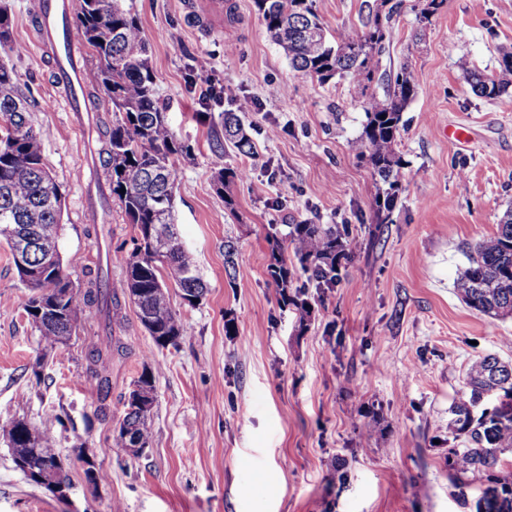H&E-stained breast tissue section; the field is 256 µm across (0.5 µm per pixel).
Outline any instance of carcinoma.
Wrapping results in <instances>:
<instances>
[{
    "mask_svg": "<svg viewBox=\"0 0 512 512\" xmlns=\"http://www.w3.org/2000/svg\"><path fill=\"white\" fill-rule=\"evenodd\" d=\"M127 0H81L76 28L94 60L87 82L104 95L112 126L103 134L101 153L111 173L112 194L133 224L132 248L120 254L124 277L123 296L134 305L140 324L158 347L177 345L184 337L179 313L171 306L168 283L191 303L208 292L195 257L184 247L176 228L174 203L177 191L175 160L188 154V146L171 130L166 112L156 97L155 74L142 27ZM270 39L286 54L293 70L326 83L336 77L367 85H387L385 97L370 95L364 102L366 123L359 156L366 159L382 180L374 199L377 214L390 218L402 193L399 179L401 157L395 151L402 113L415 95L413 74L402 69L395 74L379 72V56L385 49L389 27L401 3L387 12L369 9L363 28L327 32L316 0H253ZM309 29L322 32L313 40ZM472 89L495 99L512 83V52L502 54L495 72H482L462 64ZM35 103L18 88L16 71L0 57V239L11 254L32 243L31 266L42 256L59 250L61 210L57 209L61 186L43 157L44 135L29 120ZM224 142L217 152L230 149L246 154L252 148L241 118L224 113ZM245 177V171L224 167L218 171L224 204L233 209L234 198L226 192L230 183ZM349 232L329 224H294L289 242L277 230L268 234V275L283 302H292L309 314V305L294 287L293 256L308 281L317 288H333L340 279L343 262L351 256ZM29 290L24 310L43 349L66 344L77 334L82 315L94 307L112 320V300L101 288L99 269L85 268V289L63 294L69 273L43 272L28 279L17 271ZM455 290L470 308L493 318L512 315V209L501 218L497 232L470 247L468 265L459 271ZM469 396L450 407L448 430L458 444L448 449V478L466 495L479 483L475 512H512V474H501L504 455L512 454V363L488 354L473 362L466 372ZM154 393L153 374L143 369L125 402L119 424L137 434L142 448L151 441L148 419L151 410L134 408L136 394ZM15 467L41 469L49 465L54 480L69 484L66 464L55 450L53 431H38L22 420L6 430Z\"/></svg>",
    "mask_w": 512,
    "mask_h": 512,
    "instance_id": "obj_1",
    "label": "carcinoma"
}]
</instances>
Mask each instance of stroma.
Wrapping results in <instances>:
<instances>
[{
  "label": "stroma",
  "mask_w": 512,
  "mask_h": 512,
  "mask_svg": "<svg viewBox=\"0 0 512 512\" xmlns=\"http://www.w3.org/2000/svg\"><path fill=\"white\" fill-rule=\"evenodd\" d=\"M232 17L213 26L192 0H127L149 43L156 92L178 139L177 228L209 291L185 304L171 289L185 337L156 347L121 300L110 394L87 373L89 346L103 327L83 314L71 345L41 356L11 253L0 244V512H474L448 478V409L465 393L475 360L512 362V317L490 318L455 292L475 242L495 233L512 206V88L474 93L459 67L494 71L512 52V0H446L419 26V0H403L380 69L408 68L417 94L403 112L396 151L403 191L391 221L373 202L380 180L357 158L363 102L382 88L347 79L326 84L294 71L269 38L253 0H223ZM380 0H316L330 30L358 29ZM10 58L20 90L36 100L32 124L45 134L44 159L64 193L59 239L84 265L108 249H130L134 229L112 198L102 167L81 182L83 131L73 123L52 50H39L33 0H9ZM232 85L236 99L202 110L196 84ZM239 113L254 146L217 158L221 116ZM277 127L270 139L266 131ZM245 168L234 209L217 193L218 165ZM100 199L106 222L89 235L81 212ZM314 222L349 228L351 258L335 287L307 288L309 316L283 304L267 274L268 232ZM237 248L228 281L224 243ZM236 332L226 335L225 320ZM155 375L151 444L139 457L114 445L132 382ZM68 418L58 429L56 415ZM52 429L70 463L69 500L15 469L4 429L14 420ZM104 479L85 483L81 456Z\"/></svg>",
  "instance_id": "obj_1"
}]
</instances>
